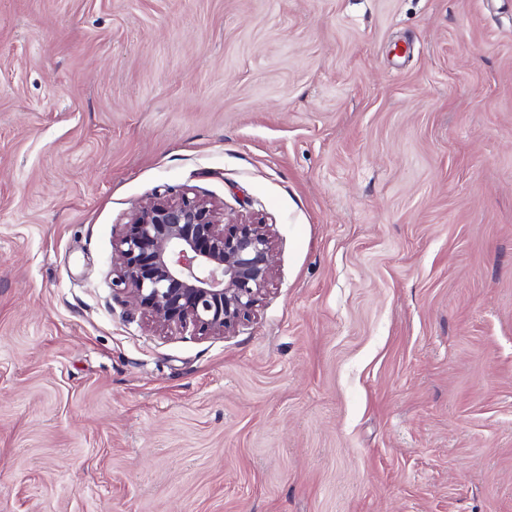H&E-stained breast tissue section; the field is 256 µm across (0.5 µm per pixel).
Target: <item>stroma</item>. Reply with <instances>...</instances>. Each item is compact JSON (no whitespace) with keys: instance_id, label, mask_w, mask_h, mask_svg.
<instances>
[{"instance_id":"35a3bbf8","label":"stroma","mask_w":512,"mask_h":512,"mask_svg":"<svg viewBox=\"0 0 512 512\" xmlns=\"http://www.w3.org/2000/svg\"><path fill=\"white\" fill-rule=\"evenodd\" d=\"M187 189L224 336L112 289ZM0 512H512V0H0ZM268 226L256 218L226 224L215 203L190 191L155 193L122 226L113 291L160 335L229 334L255 315L272 283Z\"/></svg>"}]
</instances>
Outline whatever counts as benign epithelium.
I'll return each mask as SVG.
<instances>
[{
	"label": "benign epithelium",
	"instance_id": "7a95c632",
	"mask_svg": "<svg viewBox=\"0 0 512 512\" xmlns=\"http://www.w3.org/2000/svg\"><path fill=\"white\" fill-rule=\"evenodd\" d=\"M275 240L256 218L224 223L213 202L156 193L122 225L113 291L159 334L224 336L251 319L272 283Z\"/></svg>",
	"mask_w": 512,
	"mask_h": 512
}]
</instances>
